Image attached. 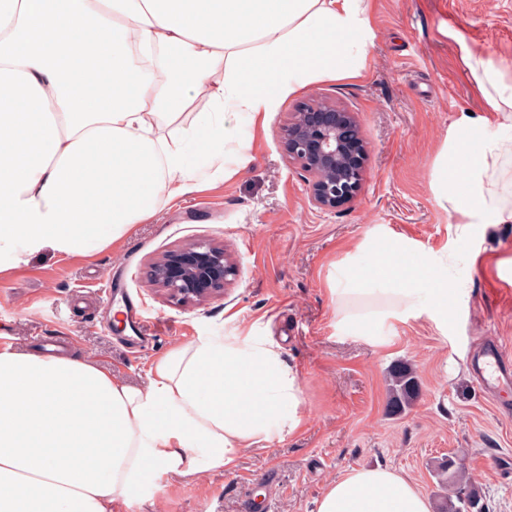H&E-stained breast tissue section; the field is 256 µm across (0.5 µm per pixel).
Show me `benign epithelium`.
<instances>
[{
    "mask_svg": "<svg viewBox=\"0 0 512 512\" xmlns=\"http://www.w3.org/2000/svg\"><path fill=\"white\" fill-rule=\"evenodd\" d=\"M288 159L306 174L309 197L322 210L355 200L365 179L368 148L355 113L327 98L289 114L282 141ZM236 262L222 245L198 241L151 267L152 280L184 303H201L224 291Z\"/></svg>",
    "mask_w": 512,
    "mask_h": 512,
    "instance_id": "7a95c632",
    "label": "benign epithelium"
}]
</instances>
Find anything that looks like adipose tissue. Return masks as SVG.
Masks as SVG:
<instances>
[{"label":"adipose tissue","mask_w":512,"mask_h":512,"mask_svg":"<svg viewBox=\"0 0 512 512\" xmlns=\"http://www.w3.org/2000/svg\"><path fill=\"white\" fill-rule=\"evenodd\" d=\"M370 26L362 0H0V274L44 249L82 258L191 192L189 151L234 146L311 83L354 79ZM491 111L512 118V84L465 55ZM222 81H210L215 70ZM212 102L181 137L161 135L192 94ZM462 117L434 190L465 216L512 221L498 162L512 135L462 151ZM403 243L376 254L409 292L432 265L404 268ZM298 373L259 336H200L136 387L80 358L0 349V512H114L154 496L160 475L232 469L243 449L301 423ZM318 512H432L386 468L330 481Z\"/></svg>","instance_id":"ef3b65f1"}]
</instances>
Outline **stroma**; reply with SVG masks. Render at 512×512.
I'll return each instance as SVG.
<instances>
[{"mask_svg": "<svg viewBox=\"0 0 512 512\" xmlns=\"http://www.w3.org/2000/svg\"><path fill=\"white\" fill-rule=\"evenodd\" d=\"M373 37L354 80H323L284 99L251 143V163L201 181L198 190L133 225L125 239L71 259L46 250L0 275V340L43 353L64 339L135 385L172 349L206 334H248L281 348L300 377L301 425L242 451L230 470L165 476L153 499L118 512H317L325 484L358 468H390L432 495L436 461L452 456L478 485L486 512H512V388L488 397L469 371L479 344L498 340L512 357V222L466 220L433 185L463 114L483 118V141L502 117L490 111L464 53L512 66V0H366ZM322 96L355 112L368 143L366 180L349 205L322 210L305 173L281 148L290 112ZM401 263L434 262L410 295L387 301L360 331L343 289L370 272L389 240ZM224 245L238 273L224 297L183 304L150 279L157 259L190 243ZM124 281L146 310L147 336L130 338L122 312L103 303ZM448 291V310L433 302ZM411 364L420 394L389 408L388 371Z\"/></svg>", "mask_w": 512, "mask_h": 512, "instance_id": "1", "label": "stroma"}]
</instances>
